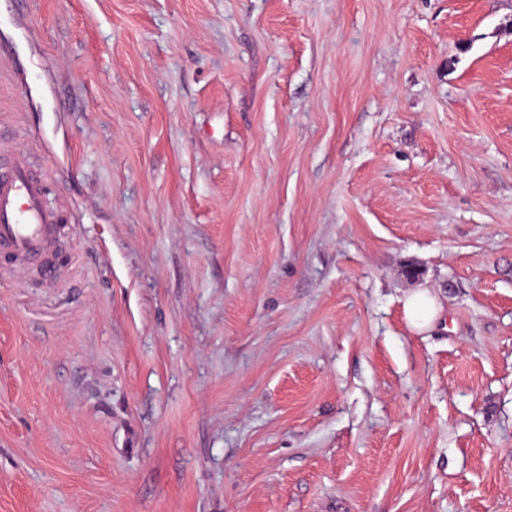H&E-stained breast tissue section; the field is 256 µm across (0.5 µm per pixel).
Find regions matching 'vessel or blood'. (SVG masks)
<instances>
[{"label":"vessel or blood","mask_w":512,"mask_h":512,"mask_svg":"<svg viewBox=\"0 0 512 512\" xmlns=\"http://www.w3.org/2000/svg\"><path fill=\"white\" fill-rule=\"evenodd\" d=\"M46 173L33 172L13 152L0 146V251L7 257L0 272L36 264L47 281L61 271L49 258L58 233L59 215L43 197Z\"/></svg>","instance_id":"obj_1"}]
</instances>
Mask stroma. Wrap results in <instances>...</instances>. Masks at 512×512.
I'll return each mask as SVG.
<instances>
[{
    "instance_id": "obj_1",
    "label": "stroma",
    "mask_w": 512,
    "mask_h": 512,
    "mask_svg": "<svg viewBox=\"0 0 512 512\" xmlns=\"http://www.w3.org/2000/svg\"><path fill=\"white\" fill-rule=\"evenodd\" d=\"M25 21L65 273L0 277V512H512V0ZM404 308L409 325L419 331L429 328L441 311L436 298L427 290L409 295Z\"/></svg>"
}]
</instances>
